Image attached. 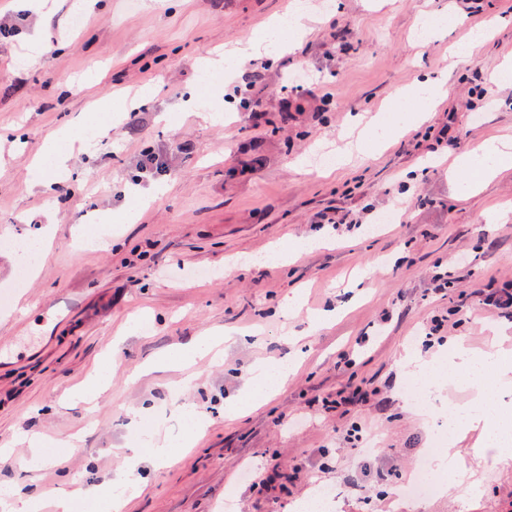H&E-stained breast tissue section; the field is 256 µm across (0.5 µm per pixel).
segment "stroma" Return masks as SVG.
<instances>
[{
    "instance_id": "1",
    "label": "stroma",
    "mask_w": 512,
    "mask_h": 512,
    "mask_svg": "<svg viewBox=\"0 0 512 512\" xmlns=\"http://www.w3.org/2000/svg\"><path fill=\"white\" fill-rule=\"evenodd\" d=\"M24 4L0 0V21L19 26L0 40V131L22 133L0 144V243L44 238L48 249L23 278L14 249L0 246V341L11 344L0 352V483L36 481L37 512L70 495L74 512H110L85 493L124 472L131 415L150 406L177 457L141 463L142 491L127 512H224L228 499L233 512H290L324 487L336 494L333 512H512V464L474 468L460 504L397 491L431 450L441 404L512 401L492 374L478 387L444 379L415 405L401 364L459 338L512 353V320L487 301L512 292V221L484 224L493 207H512V168L473 191L453 167L484 139L512 137V82L487 80L512 59V0H170L161 12L145 0L79 9L50 0L47 14ZM297 7L309 17L302 36L285 35L229 77L202 67ZM443 10L446 34L415 45L416 26ZM489 24L477 62L450 58ZM36 36L52 46L30 68ZM257 62L261 77L246 92L260 105L253 114L232 92ZM440 69L448 95L426 121L331 174L312 162L317 147L343 149ZM192 89L195 109L184 104ZM137 107L141 123L127 126ZM202 110L222 122H202ZM80 118L111 125L110 137L73 150L56 172L48 149ZM148 154L164 172H141ZM39 158L56 173L55 195L28 184ZM134 206L139 221L121 223ZM105 212L113 222L97 224ZM338 213L350 227L323 224ZM386 213L394 222L381 223ZM290 238L313 245L267 261ZM295 291L302 307L282 324L278 307ZM141 315L150 333L130 328ZM435 319L442 340L423 349L420 332ZM224 328L248 337L221 363L138 375L158 354ZM289 359L296 367L274 395L228 417L254 366ZM104 362L111 371L95 404L73 400ZM350 382L366 402L335 406ZM181 404L208 422L191 448ZM27 434L39 447L21 444Z\"/></svg>"
}]
</instances>
